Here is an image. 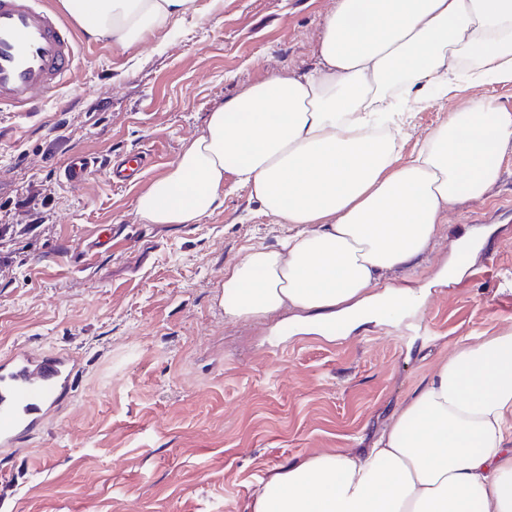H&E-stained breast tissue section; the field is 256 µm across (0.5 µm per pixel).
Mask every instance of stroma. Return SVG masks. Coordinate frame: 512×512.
<instances>
[{"mask_svg":"<svg viewBox=\"0 0 512 512\" xmlns=\"http://www.w3.org/2000/svg\"><path fill=\"white\" fill-rule=\"evenodd\" d=\"M335 0H193L177 26L128 47L73 26L75 62L38 112H0V360L76 355L66 405L0 455V512H251L276 472L371 447L460 346L512 331V152L486 199L465 200L417 264L390 272L423 295L425 336L402 321L304 333L293 313L225 319L224 269L292 233L224 183L202 224H149L137 196L176 162L209 112L271 74L313 65ZM481 90L414 111L415 135ZM155 156L112 185L113 155ZM100 165L81 186L73 153ZM112 232L107 252L89 250ZM472 235L468 261L452 254ZM98 162L84 154L73 155L63 169L62 176L71 187L82 185L93 173Z\"/></svg>","mask_w":512,"mask_h":512,"instance_id":"35a3bbf8","label":"stroma"}]
</instances>
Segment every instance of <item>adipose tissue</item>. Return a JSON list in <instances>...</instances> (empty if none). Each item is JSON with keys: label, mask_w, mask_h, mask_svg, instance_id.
<instances>
[{"label": "adipose tissue", "mask_w": 512, "mask_h": 512, "mask_svg": "<svg viewBox=\"0 0 512 512\" xmlns=\"http://www.w3.org/2000/svg\"><path fill=\"white\" fill-rule=\"evenodd\" d=\"M87 37L127 46L176 25L190 0H62ZM512 0H336L312 67L277 73L210 112L135 201L153 224H201L224 180L295 235L224 270V316L300 311L365 322L394 312L389 271L415 265L451 205L484 198L512 151ZM480 100L417 140L408 111L459 88ZM512 331L465 345L400 409L374 448L274 474L253 512H512Z\"/></svg>", "instance_id": "1"}]
</instances>
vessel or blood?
<instances>
[{
    "label": "vessel or blood",
    "instance_id": "b4317fda",
    "mask_svg": "<svg viewBox=\"0 0 512 512\" xmlns=\"http://www.w3.org/2000/svg\"><path fill=\"white\" fill-rule=\"evenodd\" d=\"M74 42L68 26L36 0H0V107L37 109L70 73ZM148 153L128 152L108 161L109 180L121 185L150 163ZM97 166L94 158L73 155L65 182L82 185ZM81 373L68 353L20 350L0 362V450L14 452L56 413Z\"/></svg>",
    "mask_w": 512,
    "mask_h": 512
}]
</instances>
